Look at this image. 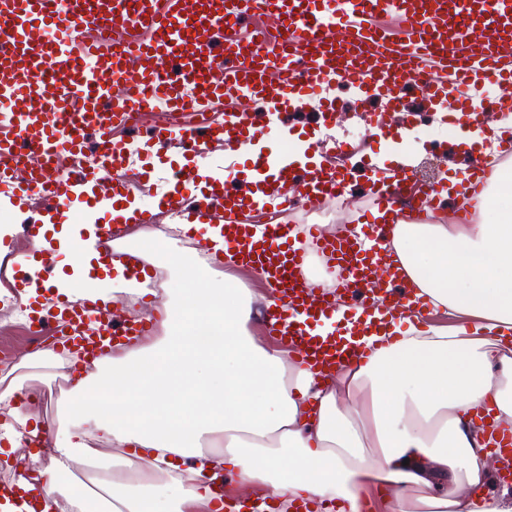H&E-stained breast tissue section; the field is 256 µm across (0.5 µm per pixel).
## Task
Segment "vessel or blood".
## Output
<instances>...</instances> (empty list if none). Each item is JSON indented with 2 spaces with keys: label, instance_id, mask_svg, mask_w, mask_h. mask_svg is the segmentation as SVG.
<instances>
[{
  "label": "vessel or blood",
  "instance_id": "1",
  "mask_svg": "<svg viewBox=\"0 0 512 512\" xmlns=\"http://www.w3.org/2000/svg\"><path fill=\"white\" fill-rule=\"evenodd\" d=\"M272 11L282 28L278 47L258 37L252 55L240 54L239 21ZM388 15L396 17L402 38L379 25ZM412 83L446 108L449 124L478 129L483 107L476 92L512 86V0H0V194L19 210L36 195L54 200L53 224L65 222L75 203L106 215L126 207L132 197L127 144L112 132L147 112L163 115L152 130L158 151L176 142L191 158L173 167L161 205L198 186L204 141L228 147L229 175L206 204L176 214L183 224L223 225L226 250L209 251V258L226 253L236 267L260 272L273 298L263 315L265 335L322 377L361 361L362 352L345 346L343 337L377 331L381 313L397 320L413 312L430 324V304L402 294L403 274L382 242L390 225L438 210L448 186L435 183L407 199L415 172L406 162L394 181L369 176L370 204L356 219L359 233L328 238L288 223L259 229L250 214L288 209L289 184H302L314 210L342 197L353 174L256 145L279 137L275 119L296 100L314 103L323 124L334 125L335 100L315 96L324 86L346 87L357 108L384 94L402 110L400 91ZM225 98L259 100L265 109L231 111L213 122L212 107ZM251 172L264 174L263 183L248 180ZM489 174L479 158L460 180L475 193ZM24 232L33 247L13 266L16 290L43 287L57 273L56 251L39 245L42 225H25ZM313 252L335 271L334 289L307 279ZM120 259L129 277L154 278L142 258L124 253ZM341 298L355 317L351 328L318 333L335 318ZM29 323L49 347L77 349L87 360L155 327L152 315L116 322L108 307L91 302L35 309Z\"/></svg>",
  "mask_w": 512,
  "mask_h": 512
}]
</instances>
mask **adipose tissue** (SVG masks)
I'll list each match as a JSON object with an SVG mask.
<instances>
[{"instance_id":"adipose-tissue-1","label":"adipose tissue","mask_w":512,"mask_h":512,"mask_svg":"<svg viewBox=\"0 0 512 512\" xmlns=\"http://www.w3.org/2000/svg\"><path fill=\"white\" fill-rule=\"evenodd\" d=\"M511 175L495 171L479 223L397 224L386 242L418 296L474 326L357 337L365 359L325 383L255 344L249 289L168 250L188 225L141 230L131 252L162 258L182 283L154 313L162 334L77 381L65 434L31 453L38 476L24 490H38L40 512L63 497L77 512H211L225 473L257 500L317 512H512V488L489 464L512 434V197L496 187ZM66 254L95 279L59 274L53 297L138 293L94 239H72ZM101 441L118 450L111 462ZM85 464L111 474L108 500L90 502L71 483Z\"/></svg>"}]
</instances>
